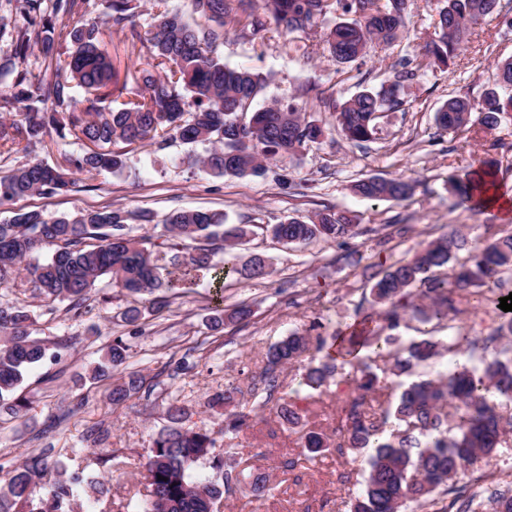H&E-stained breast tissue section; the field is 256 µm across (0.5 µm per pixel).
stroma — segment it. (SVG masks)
Returning a JSON list of instances; mask_svg holds the SVG:
<instances>
[{
    "instance_id": "obj_1",
    "label": "stroma",
    "mask_w": 512,
    "mask_h": 512,
    "mask_svg": "<svg viewBox=\"0 0 512 512\" xmlns=\"http://www.w3.org/2000/svg\"><path fill=\"white\" fill-rule=\"evenodd\" d=\"M437 12V0H407V33L387 46L370 44L365 57L351 63L331 58L323 25L291 34L269 18L263 38L255 40L241 37L237 23L225 26L216 55L228 66L270 78L256 106L273 101L295 104L323 130L318 140L306 143L284 164L287 184L268 175H209L191 163L192 155L205 152L202 144L174 142L161 150L145 142L125 148L121 171L80 175L81 191L0 204V223L19 210L60 215L122 208L138 214L131 234L154 252L183 246L164 230L171 213L218 211L229 223L253 230L237 248L240 261L261 254L272 267L264 279H227L220 291L209 279L197 281L185 292L169 296L164 311H144L134 325L123 313L138 304V297L105 281L96 285L95 306L80 315L68 302L34 298L24 280L9 285L0 292V300L31 311L36 337L64 341L68 347L60 361L28 372L20 388L27 407L18 416H0V462L19 464L33 455H48L63 461L68 471L93 472L110 484V493L100 500L80 498L76 512H137L148 492L145 464L152 441L167 423L168 404L175 402L188 413L187 428L203 425L211 431L216 440L213 456H223L227 446H235L236 470L259 468L271 476L267 499L256 500L237 490L224 496L219 512H303L307 507L312 512H348L360 488L343 487L339 476L364 471V459L331 454L313 463L299 461L291 470L280 465L297 435L279 422L274 406L302 391L301 372L284 367L276 372L274 394L260 389L268 347L293 332L334 336L369 313L370 305L363 302L370 288L366 266H389L453 228L479 245L490 230L512 232V211L489 213L461 205L446 183L449 175H465L490 161L501 188L512 191V112L492 130L476 126L464 133H446L435 123L437 110L449 98L477 102L494 88L495 61L512 58V30L497 19H486L464 54L443 70L430 66L423 50L436 36ZM402 62L411 73L402 88L403 106L381 115L374 139L347 141L336 129L333 101L378 85ZM80 151L72 137L56 135L29 151L0 153V176L34 159L53 165L61 155ZM367 176H401L415 181L416 188L404 201H371L350 189ZM325 208L347 212L360 234L285 245L265 232L266 226L291 217L307 218ZM218 302L228 311L248 305L251 316L213 329L210 318ZM118 337L128 346L131 366L145 381L139 393L115 406L109 399L112 377H93L92 370ZM184 356L193 369L174 372L175 362ZM230 386L248 391L247 406L258 412L251 427L232 443L224 437L223 408L210 404L215 394ZM348 391L346 384L331 381L305 393L304 430L331 433L332 418Z\"/></svg>"
}]
</instances>
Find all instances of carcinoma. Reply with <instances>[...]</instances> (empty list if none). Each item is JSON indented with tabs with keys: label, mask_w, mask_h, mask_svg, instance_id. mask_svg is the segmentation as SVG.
<instances>
[{
	"label": "carcinoma",
	"mask_w": 512,
	"mask_h": 512,
	"mask_svg": "<svg viewBox=\"0 0 512 512\" xmlns=\"http://www.w3.org/2000/svg\"><path fill=\"white\" fill-rule=\"evenodd\" d=\"M20 17L0 13V37L11 36L12 55L0 61V84H9L10 94L0 108L22 115L19 121L0 116V147L12 150L44 143L52 133L69 134L82 145V153L63 156L55 166L29 161L0 176V201L34 194L66 196L77 188L71 170L93 173L118 172L125 166L123 154L111 149L117 142L128 145L153 140L163 146L207 144L206 154L196 158L205 172L216 177L261 176L273 166L292 158L299 148L321 135L318 125L306 120L289 105H268L256 111L252 102L269 78L250 69L230 68L214 56V47L224 39V25L238 19L245 0H191L192 11L209 21L192 25L165 0L157 3L154 31L148 39L146 58L135 65L136 79L143 85L140 98L113 110L106 107L119 90L120 75H129V65L100 48L101 27L96 23L70 24L74 14L87 10L90 0H17ZM131 0H106V16L112 25L134 27ZM263 9L286 22L288 32L306 33L340 12V21L326 36L331 57L341 63L356 61L373 42L390 44L405 27L406 0H389L383 9L375 0H260ZM436 27L439 37L424 46L433 64L449 68L465 50L475 28L497 10L498 0H443ZM42 46L49 75L34 83L21 69L31 47ZM69 44L67 54L56 52ZM407 74L397 71L378 86L365 88L334 106L336 123L351 142H365L376 133L380 114L402 106L401 90ZM497 89L478 103L455 97L435 114L438 128L457 133L479 113V123L496 126L500 115L512 112V59L496 64ZM86 94L80 109L75 89ZM448 176V190L471 208L481 206V175ZM353 192L373 201H400L414 191L402 178L369 176L352 185ZM143 220L121 209L83 210L74 215L47 216L32 210L16 214L0 224V287L23 274L33 285L35 297L69 301L70 308L90 306L91 291L104 278L135 296H148V310L159 313L166 306L164 290L183 288L194 279L208 278L221 284L236 276L260 279L270 274L261 256L239 265L236 246L249 228L230 224L223 213L207 209L181 210L164 224L172 238L190 241L186 251L151 258L143 243L129 234L128 221ZM356 225L345 214L324 209L308 220L290 217L267 228L273 239L285 244H308L355 236ZM223 242L224 261H213L212 242ZM49 246L44 260L35 258ZM371 305L377 317L365 315L360 329L348 336L336 335V355L323 353L326 338L294 332L274 343L266 353L262 381L269 391L276 388L275 372L303 362L301 385L317 390L346 367L343 381L353 386L336 418V441L315 431L298 436L299 455L313 461L334 449L336 455H367L362 492L350 500V512H402L414 502L431 512H512V479L461 481L467 466L480 458L496 456L508 444L512 422L503 418L490 402L493 394L512 401V311L500 312L497 326L487 335L463 330L455 324L464 313L456 292L480 305L486 293L497 288L506 297L512 292V233L493 234L481 247L470 248L464 234L454 231L431 240L405 259L372 273L369 277ZM251 315L242 305L229 315L215 307L214 328L224 318L242 321ZM415 320L418 332L400 344L383 331L396 330ZM30 311L15 303H0V412L16 413L21 400L15 394L28 371L48 357L49 347L32 336ZM448 327L447 340L430 336L440 326ZM469 353L471 366L451 369L436 378L420 379L405 387L394 409L382 408L383 386L373 364H391L397 377L459 347ZM128 347L117 338L107 353V365L120 372L112 385L110 400L119 405L138 393L143 375L129 368ZM244 398L239 387L227 388L213 403L237 407ZM456 408L454 420L445 408ZM282 424L293 430L301 425L295 403L276 407ZM251 413L234 411L224 418V434L236 435L249 427ZM184 407L167 408L169 425L153 439L146 463L150 498L140 512H215L217 503L233 486L259 499L270 491V477L251 472L244 478L224 470V461L214 458L213 468L224 471L222 481L206 484L192 480V464L210 455L215 438L204 428L186 429ZM406 428L389 430L391 420ZM0 512H68L71 501L108 491V481L97 475L76 472L66 475L59 461L37 455L12 466L0 463Z\"/></svg>",
	"instance_id": "obj_1"
}]
</instances>
